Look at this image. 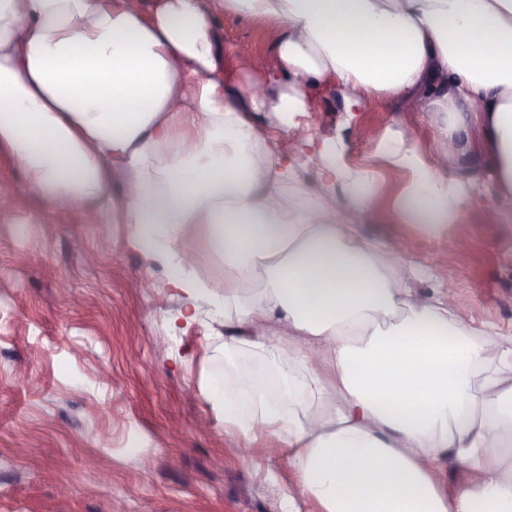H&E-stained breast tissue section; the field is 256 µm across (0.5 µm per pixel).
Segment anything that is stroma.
I'll return each instance as SVG.
<instances>
[{
  "label": "stroma",
  "mask_w": 512,
  "mask_h": 512,
  "mask_svg": "<svg viewBox=\"0 0 512 512\" xmlns=\"http://www.w3.org/2000/svg\"><path fill=\"white\" fill-rule=\"evenodd\" d=\"M275 26L224 15L215 49L247 45L244 76L270 56ZM442 112L402 100L369 104L347 118L341 92L324 91L301 132L336 140L344 164L367 178L374 209L356 213L360 233L410 245L407 264L426 270L423 296L450 290L470 324L512 341V208L501 223L463 212L468 237L449 255L452 225L428 237L398 207L410 180L388 157L398 129L438 157ZM0 153V512H322L289 501L296 478L266 442L242 446L204 395L224 372V322L185 321L169 269L124 246L126 227L53 208L28 191ZM201 279L223 281L224 263L204 225L183 245Z\"/></svg>",
  "instance_id": "1"
}]
</instances>
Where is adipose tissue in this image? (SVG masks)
<instances>
[{"instance_id": "adipose-tissue-1", "label": "adipose tissue", "mask_w": 512, "mask_h": 512, "mask_svg": "<svg viewBox=\"0 0 512 512\" xmlns=\"http://www.w3.org/2000/svg\"><path fill=\"white\" fill-rule=\"evenodd\" d=\"M227 13L279 30L261 86L236 81L238 46L215 54ZM329 87L350 114L399 98L449 115L454 167L390 152L410 219L459 216L469 156L485 215L512 205V0H0V149L46 204L127 225L188 306L223 317L205 395L225 432L274 441L323 512H512V345L361 235L350 212L373 200L335 141H289ZM199 224L222 288L184 262ZM452 465L475 480L451 495Z\"/></svg>"}]
</instances>
